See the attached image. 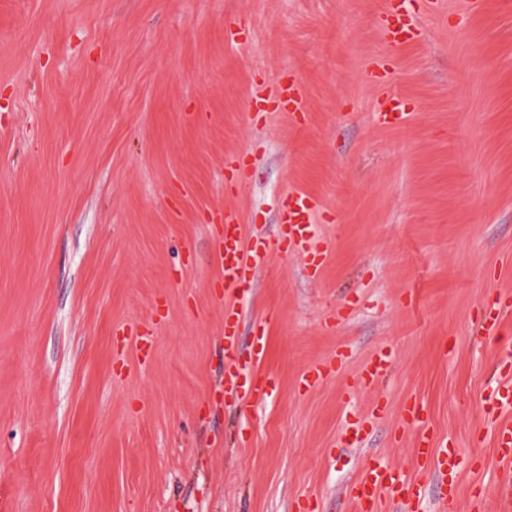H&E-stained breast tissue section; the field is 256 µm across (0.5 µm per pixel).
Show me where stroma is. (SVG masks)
I'll use <instances>...</instances> for the list:
<instances>
[{"instance_id": "obj_1", "label": "stroma", "mask_w": 512, "mask_h": 512, "mask_svg": "<svg viewBox=\"0 0 512 512\" xmlns=\"http://www.w3.org/2000/svg\"><path fill=\"white\" fill-rule=\"evenodd\" d=\"M389 3L0 0V512H353L369 456L416 470L411 401L468 459L461 502L494 485L501 343L474 324L512 294V8L405 0L421 39L395 53ZM283 78L304 122L250 106ZM391 94L410 118L383 127ZM295 189L317 271L279 243ZM224 206L274 243L238 350L264 324L277 387L246 408L224 402ZM380 349L389 373L359 387Z\"/></svg>"}]
</instances>
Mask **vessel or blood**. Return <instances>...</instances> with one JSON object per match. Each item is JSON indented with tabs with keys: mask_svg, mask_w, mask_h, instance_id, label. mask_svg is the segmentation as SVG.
I'll return each instance as SVG.
<instances>
[{
	"mask_svg": "<svg viewBox=\"0 0 512 512\" xmlns=\"http://www.w3.org/2000/svg\"><path fill=\"white\" fill-rule=\"evenodd\" d=\"M420 32L413 20L400 17L388 29L386 39L397 51L416 43ZM279 103L293 115L303 108V87L295 81H283L276 88ZM316 202L305 192L288 195L282 205L281 222L288 233V241L304 247L309 242L310 218ZM220 220L218 265L224 288V397L241 405L259 404L266 400L274 380L260 374L266 354L265 342H258L250 365H243L236 354V331L243 320V311L236 299L255 285V274L264 265L270 251L267 239L247 234L239 213L223 208ZM512 317V299L500 292H492L482 304L478 322L482 336L499 337L503 334L506 318ZM391 358L385 351H377L364 364L359 374L362 387H371L385 376ZM495 386L482 398L485 418L491 428L492 442L499 463V484L503 494L496 497V512H512V347H505L497 360ZM403 420L416 433L414 454L416 475H406L377 457H370L344 486V495L353 512H384L385 502L402 505L404 512H415L424 496L422 478L432 474L441 477L445 485L438 498L437 512H458L459 491L457 475L463 453L451 441L436 440L428 433L426 420L419 404H409Z\"/></svg>",
	"mask_w": 512,
	"mask_h": 512,
	"instance_id": "vessel-or-blood-1",
	"label": "vessel or blood"
}]
</instances>
